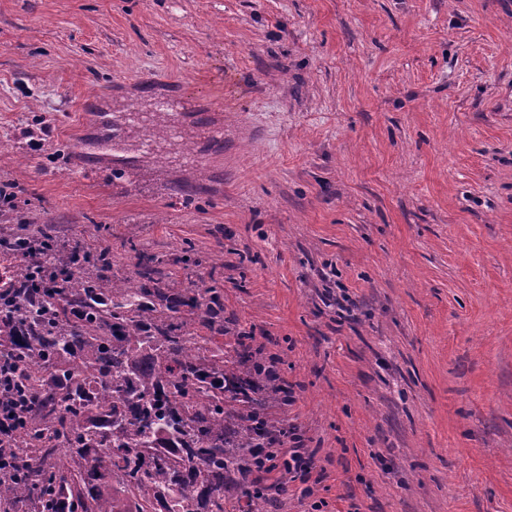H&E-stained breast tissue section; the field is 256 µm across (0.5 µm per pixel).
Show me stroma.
Instances as JSON below:
<instances>
[{
	"instance_id": "1",
	"label": "stroma",
	"mask_w": 512,
	"mask_h": 512,
	"mask_svg": "<svg viewBox=\"0 0 512 512\" xmlns=\"http://www.w3.org/2000/svg\"><path fill=\"white\" fill-rule=\"evenodd\" d=\"M161 95L222 118L206 177L134 135L70 173ZM6 181L10 221L103 225L115 274L134 242L218 281L284 354L318 471L267 512H512V0H0Z\"/></svg>"
}]
</instances>
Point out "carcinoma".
<instances>
[{"mask_svg": "<svg viewBox=\"0 0 512 512\" xmlns=\"http://www.w3.org/2000/svg\"><path fill=\"white\" fill-rule=\"evenodd\" d=\"M170 113L145 136L160 144ZM136 276L114 279L112 252L44 243L58 288L22 300L21 336H1L13 384L28 403L5 411L0 512H263L257 480L270 440L288 425L270 409L288 401L254 337L224 352L217 281L181 287L129 243ZM14 286L44 278L7 255Z\"/></svg>", "mask_w": 512, "mask_h": 512, "instance_id": "cac0c4a2", "label": "carcinoma"}]
</instances>
